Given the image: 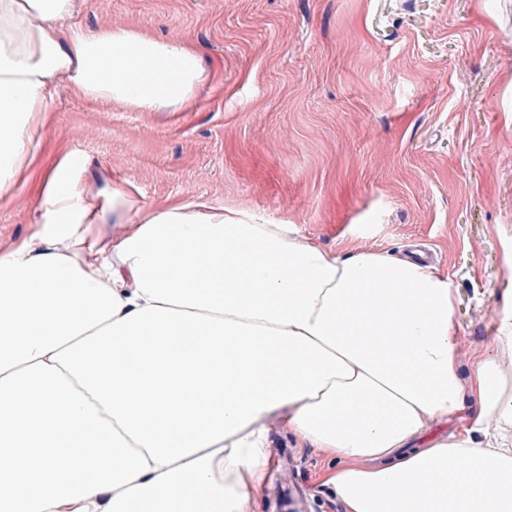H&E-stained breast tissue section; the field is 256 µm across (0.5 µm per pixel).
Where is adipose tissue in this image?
<instances>
[{
  "instance_id": "ef3b65f1",
  "label": "adipose tissue",
  "mask_w": 512,
  "mask_h": 512,
  "mask_svg": "<svg viewBox=\"0 0 512 512\" xmlns=\"http://www.w3.org/2000/svg\"><path fill=\"white\" fill-rule=\"evenodd\" d=\"M74 12L0 0V198L60 82L151 111L187 105L203 79L182 43L80 31ZM81 176L63 158L32 234L0 250V512H259L274 417L331 460L343 512H512L511 290L497 357L465 377L433 268L338 255L246 210L140 212L128 185ZM470 392L473 421L426 440ZM451 457L471 465L432 488Z\"/></svg>"
}]
</instances>
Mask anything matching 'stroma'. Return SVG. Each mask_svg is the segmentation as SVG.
<instances>
[{
    "instance_id": "stroma-1",
    "label": "stroma",
    "mask_w": 512,
    "mask_h": 512,
    "mask_svg": "<svg viewBox=\"0 0 512 512\" xmlns=\"http://www.w3.org/2000/svg\"><path fill=\"white\" fill-rule=\"evenodd\" d=\"M73 24L172 39L204 80L141 112L59 87L40 147L0 198V248L32 232L47 174L131 185L148 209L196 199L293 224L339 254L436 255L462 372L495 353L512 289V0H81ZM261 512L294 458L310 512H342L327 460L280 420Z\"/></svg>"
}]
</instances>
